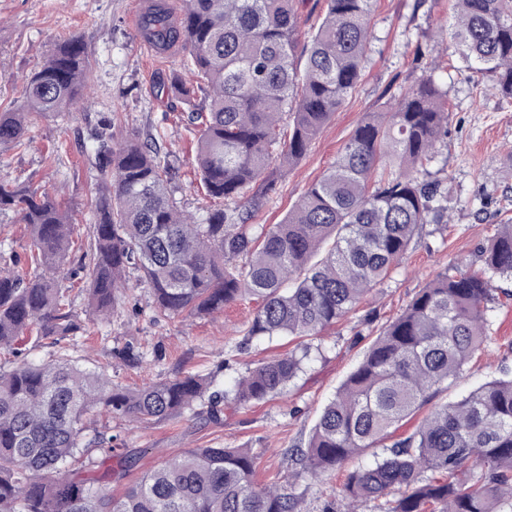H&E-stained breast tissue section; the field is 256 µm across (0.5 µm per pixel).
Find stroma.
Here are the masks:
<instances>
[{
    "label": "stroma",
    "mask_w": 512,
    "mask_h": 512,
    "mask_svg": "<svg viewBox=\"0 0 512 512\" xmlns=\"http://www.w3.org/2000/svg\"><path fill=\"white\" fill-rule=\"evenodd\" d=\"M450 5V0H378L356 93L325 124L305 157L280 174L250 230L280 223L334 162L366 113L380 110L419 79L425 56L440 57L434 77L448 90V138L431 164L451 187L447 223L424 226L401 264L366 304L309 339L310 358L283 395L248 406L224 405L216 421L186 414L134 428L121 419L91 413L95 427L106 426L120 435L121 451L132 462L125 474H113V493L153 469L162 454L224 447L250 449L258 481L290 484L308 507H319L335 496V482L294 479L287 448L307 439L323 406L361 360L377 329L397 317L437 274L479 270L481 250L498 224L512 221V99L482 93L471 70L436 39V31L453 22ZM136 18L135 0H0V112L20 105L23 77L38 69L58 42L77 38L90 56V99L84 108L45 117L30 131L24 149L0 144V179L64 197L85 245L90 242L86 204L95 193L96 173L81 150L114 112L125 115L141 134L163 136L179 168L172 195L186 211L199 208L191 165L194 141L184 121L187 106L169 84L181 59L149 52L134 32ZM76 267L72 259L59 271L71 280L70 297L85 328L71 355L87 369L111 365L112 381L122 386L137 388L199 372L227 389L259 360L296 346L286 336H248L258 306L250 297L211 316L156 321L151 294L137 285L127 289L110 321H98L86 311L80 280L70 276ZM489 321L493 344L443 393V400H455L502 368H512V300L495 301ZM125 348L143 354L142 364L114 362V352Z\"/></svg>",
    "instance_id": "obj_1"
}]
</instances>
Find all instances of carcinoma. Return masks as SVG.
<instances>
[{"mask_svg":"<svg viewBox=\"0 0 512 512\" xmlns=\"http://www.w3.org/2000/svg\"><path fill=\"white\" fill-rule=\"evenodd\" d=\"M324 2L308 31L299 0H180L177 23L164 8L145 17L146 38L186 52L193 82L175 72L171 85L187 101L200 98L187 121L207 204L200 215L183 210L168 192L176 168L163 137L131 129L118 138L123 121L113 114L94 137L91 242L77 267L92 315L112 316L135 266L155 320L210 315L251 296L259 305L249 336H318L356 311L448 210V181L429 169L448 136V90L425 67L383 111L367 113L282 223L247 232L275 173L305 156L365 67L376 0ZM453 12L447 35L477 85L512 99V0H454ZM89 69L82 43L57 44L26 78L23 103L0 113V143L24 146L43 117L88 98ZM13 208L30 255L0 268V351L16 356L32 340L57 350L46 364L0 368V512H306L278 482L256 480L247 448L166 456L118 496L112 471L79 476L89 454L110 459L120 440L88 426L89 410L147 426L205 404L216 420L225 402L283 394L309 347L257 363L227 390L193 373L131 390L105 366L87 372L62 345L81 325L55 276L74 245L71 209L0 182V210ZM482 262L478 272L436 275L383 325L307 442L286 450L297 478L341 476L345 512L368 500L379 512H512V371L437 401L491 343L495 293L512 297L496 286L512 282V224L498 225ZM365 456L373 462L361 464Z\"/></svg>","mask_w":512,"mask_h":512,"instance_id":"1","label":"carcinoma"}]
</instances>
